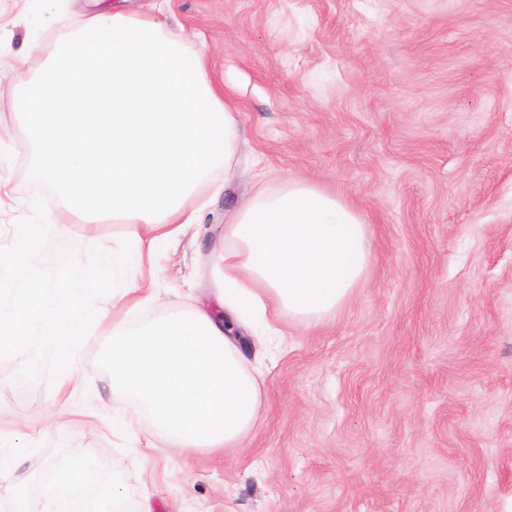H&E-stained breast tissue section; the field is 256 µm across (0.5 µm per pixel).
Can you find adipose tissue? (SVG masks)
<instances>
[{
  "label": "adipose tissue",
  "instance_id": "ef3b65f1",
  "mask_svg": "<svg viewBox=\"0 0 512 512\" xmlns=\"http://www.w3.org/2000/svg\"><path fill=\"white\" fill-rule=\"evenodd\" d=\"M15 64L34 72L15 107L37 148L39 177L84 223L110 216L124 231L101 248L95 276L74 287L31 262L68 224L0 229V359H21L20 379H32L40 361L27 346L43 337L60 369L59 411L72 415L83 346L111 338L112 384L132 402L113 414V430L144 413L146 447L158 439L198 453L243 447L263 406V358L280 322L334 318L369 266L368 225L313 182L261 187L224 226L212 302L148 316L158 299V248L203 217L185 201L214 187L216 172L235 173L236 106L182 33L112 0L74 13L49 62L23 55ZM105 299L111 311L97 310ZM0 512L151 510L124 495L113 468L77 457L48 466L38 506L20 488Z\"/></svg>",
  "mask_w": 512,
  "mask_h": 512
}]
</instances>
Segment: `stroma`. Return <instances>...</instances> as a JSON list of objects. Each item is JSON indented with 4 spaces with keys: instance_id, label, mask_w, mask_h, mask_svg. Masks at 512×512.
I'll list each match as a JSON object with an SVG mask.
<instances>
[{
    "instance_id": "stroma-1",
    "label": "stroma",
    "mask_w": 512,
    "mask_h": 512,
    "mask_svg": "<svg viewBox=\"0 0 512 512\" xmlns=\"http://www.w3.org/2000/svg\"><path fill=\"white\" fill-rule=\"evenodd\" d=\"M165 22L204 48L239 112V168L203 234L158 258L163 314L209 287L224 219L254 189L308 180L372 230V262L335 320L283 321L244 449L124 448L97 412L127 408L108 351L86 343L89 415L57 419L59 370L0 361V428L26 424L0 497L41 496L47 463L112 465L151 512H512V0H170ZM37 0H0V225L56 219L34 258L93 274L99 233L40 180L15 112L21 54L51 60ZM36 207H29V200Z\"/></svg>"
}]
</instances>
